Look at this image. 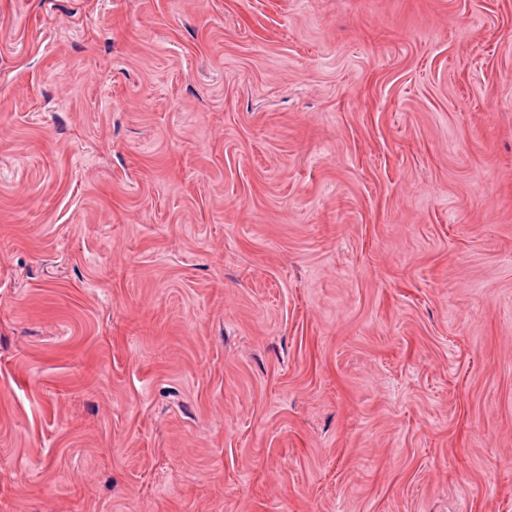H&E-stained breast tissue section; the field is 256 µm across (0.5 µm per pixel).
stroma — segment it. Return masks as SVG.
I'll use <instances>...</instances> for the list:
<instances>
[{"mask_svg": "<svg viewBox=\"0 0 512 512\" xmlns=\"http://www.w3.org/2000/svg\"><path fill=\"white\" fill-rule=\"evenodd\" d=\"M0 512H512V0H0Z\"/></svg>", "mask_w": 512, "mask_h": 512, "instance_id": "obj_1", "label": "stroma"}]
</instances>
